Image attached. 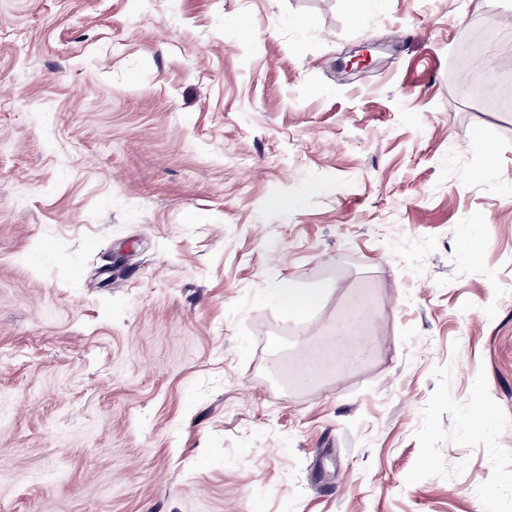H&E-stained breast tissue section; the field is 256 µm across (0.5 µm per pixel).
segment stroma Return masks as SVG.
Instances as JSON below:
<instances>
[{
	"mask_svg": "<svg viewBox=\"0 0 512 512\" xmlns=\"http://www.w3.org/2000/svg\"><path fill=\"white\" fill-rule=\"evenodd\" d=\"M1 26L0 512H512V0ZM274 299L292 313H304L319 301V293L315 289L296 288L290 282H284L274 294ZM348 315L342 323L336 326L334 336L336 345L346 350L349 343V335L353 326L362 318L365 313V302L361 296H353L347 302Z\"/></svg>",
	"mask_w": 512,
	"mask_h": 512,
	"instance_id": "obj_1",
	"label": "stroma"
}]
</instances>
